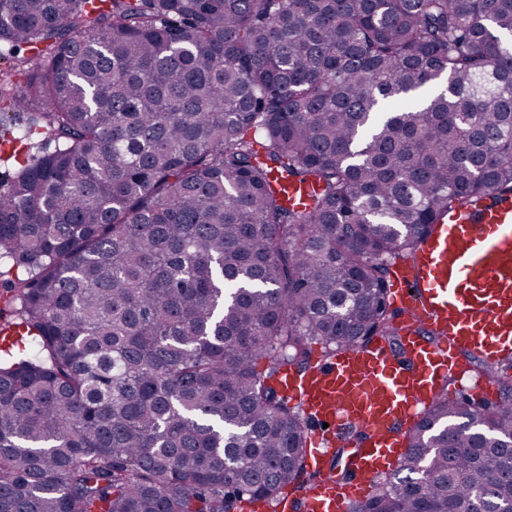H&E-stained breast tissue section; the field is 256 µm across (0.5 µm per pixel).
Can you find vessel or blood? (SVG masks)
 Listing matches in <instances>:
<instances>
[{"label": "vessel or blood", "mask_w": 512, "mask_h": 512, "mask_svg": "<svg viewBox=\"0 0 512 512\" xmlns=\"http://www.w3.org/2000/svg\"><path fill=\"white\" fill-rule=\"evenodd\" d=\"M389 295L407 319L398 343L377 335L276 379L303 410L317 473L298 501H279L280 512H349L405 453L404 427L464 375L463 354L495 364L512 349V194L479 198L436 225ZM355 426L367 437L352 476L339 481L328 463Z\"/></svg>", "instance_id": "vessel-or-blood-1"}]
</instances>
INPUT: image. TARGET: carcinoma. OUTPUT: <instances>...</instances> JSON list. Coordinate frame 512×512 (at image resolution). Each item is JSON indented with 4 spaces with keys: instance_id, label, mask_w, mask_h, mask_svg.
I'll use <instances>...</instances> for the list:
<instances>
[{
    "instance_id": "cac0c4a2",
    "label": "carcinoma",
    "mask_w": 512,
    "mask_h": 512,
    "mask_svg": "<svg viewBox=\"0 0 512 512\" xmlns=\"http://www.w3.org/2000/svg\"><path fill=\"white\" fill-rule=\"evenodd\" d=\"M0 43L38 118L0 126V512L278 501L306 435L270 380L397 340L392 262L512 193V0H0ZM406 441L427 478L350 512H512V397L445 385Z\"/></svg>"
}]
</instances>
